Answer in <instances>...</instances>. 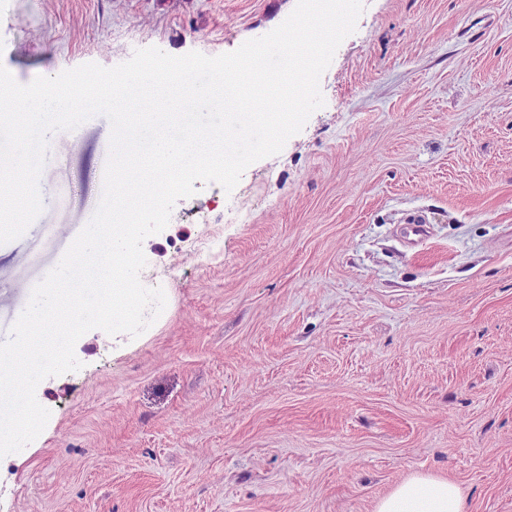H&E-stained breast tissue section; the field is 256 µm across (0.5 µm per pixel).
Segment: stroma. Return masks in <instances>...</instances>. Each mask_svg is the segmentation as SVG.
Listing matches in <instances>:
<instances>
[{
    "instance_id": "stroma-1",
    "label": "stroma",
    "mask_w": 512,
    "mask_h": 512,
    "mask_svg": "<svg viewBox=\"0 0 512 512\" xmlns=\"http://www.w3.org/2000/svg\"><path fill=\"white\" fill-rule=\"evenodd\" d=\"M296 6L0 0V67L216 57ZM319 89L278 153L145 237L164 308L37 385L50 415L0 456V512H373L416 472L512 512V0H362ZM111 126L47 133L42 211L0 243V344L94 217Z\"/></svg>"
}]
</instances>
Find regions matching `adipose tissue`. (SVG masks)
<instances>
[{
    "label": "adipose tissue",
    "instance_id": "obj_1",
    "mask_svg": "<svg viewBox=\"0 0 512 512\" xmlns=\"http://www.w3.org/2000/svg\"><path fill=\"white\" fill-rule=\"evenodd\" d=\"M374 512H465V499L456 481L416 473L378 499Z\"/></svg>",
    "mask_w": 512,
    "mask_h": 512
}]
</instances>
